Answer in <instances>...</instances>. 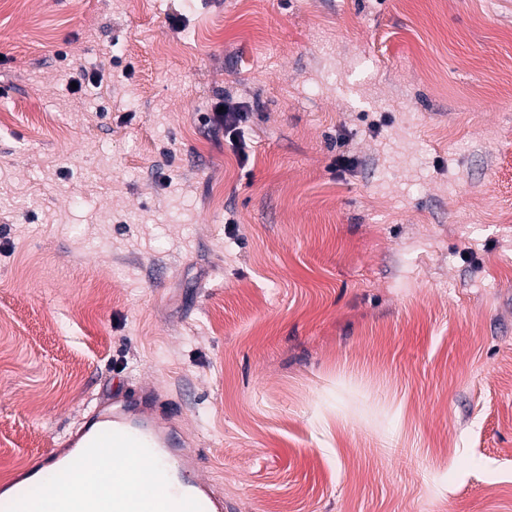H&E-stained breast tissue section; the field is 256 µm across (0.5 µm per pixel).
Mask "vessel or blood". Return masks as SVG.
I'll return each instance as SVG.
<instances>
[{
  "mask_svg": "<svg viewBox=\"0 0 512 512\" xmlns=\"http://www.w3.org/2000/svg\"><path fill=\"white\" fill-rule=\"evenodd\" d=\"M171 405L144 387L97 403L83 425L66 438L64 453L50 450L19 478L0 486V512H226L224 497L199 475L201 453L170 422ZM111 449L122 466L112 471V490L88 497L35 496L28 488L48 474L84 473L99 450ZM151 466L153 476L131 485L127 460Z\"/></svg>",
  "mask_w": 512,
  "mask_h": 512,
  "instance_id": "vessel-or-blood-1",
  "label": "vessel or blood"
}]
</instances>
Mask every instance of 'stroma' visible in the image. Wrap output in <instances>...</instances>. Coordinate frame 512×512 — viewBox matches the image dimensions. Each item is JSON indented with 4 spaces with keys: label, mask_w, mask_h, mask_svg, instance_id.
I'll list each match as a JSON object with an SVG mask.
<instances>
[{
    "label": "stroma",
    "mask_w": 512,
    "mask_h": 512,
    "mask_svg": "<svg viewBox=\"0 0 512 512\" xmlns=\"http://www.w3.org/2000/svg\"><path fill=\"white\" fill-rule=\"evenodd\" d=\"M509 69L512 0H0V481L144 384L234 512H512ZM220 106H223L222 112H219ZM247 118V112L244 108L228 99H224V102L216 103L213 112V122L224 127V133L234 138L240 125Z\"/></svg>",
    "instance_id": "obj_1"
}]
</instances>
